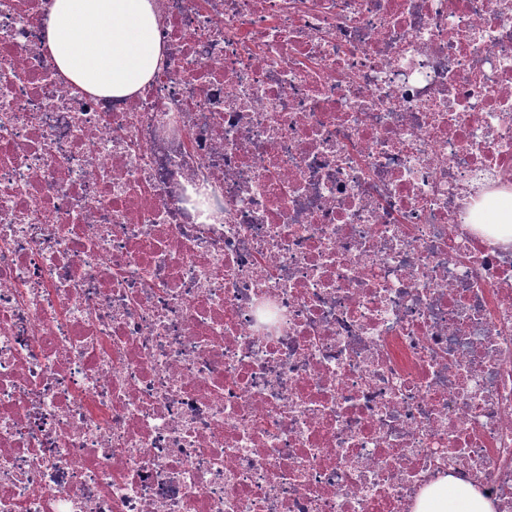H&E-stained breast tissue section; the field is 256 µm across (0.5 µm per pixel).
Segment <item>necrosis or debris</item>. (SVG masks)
Masks as SVG:
<instances>
[{
	"instance_id": "obj_1",
	"label": "necrosis or debris",
	"mask_w": 512,
	"mask_h": 512,
	"mask_svg": "<svg viewBox=\"0 0 512 512\" xmlns=\"http://www.w3.org/2000/svg\"><path fill=\"white\" fill-rule=\"evenodd\" d=\"M48 4L0 0V512H512V0H158L128 98ZM414 512H495L492 503L471 484L444 477L420 495Z\"/></svg>"
}]
</instances>
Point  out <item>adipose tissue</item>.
I'll list each match as a JSON object with an SVG mask.
<instances>
[{
	"label": "adipose tissue",
	"instance_id": "ef3b65f1",
	"mask_svg": "<svg viewBox=\"0 0 512 512\" xmlns=\"http://www.w3.org/2000/svg\"><path fill=\"white\" fill-rule=\"evenodd\" d=\"M45 47L60 78L82 92L123 98L165 62L157 0H51ZM414 512H494L472 485L444 477L420 495Z\"/></svg>",
	"mask_w": 512,
	"mask_h": 512
}]
</instances>
